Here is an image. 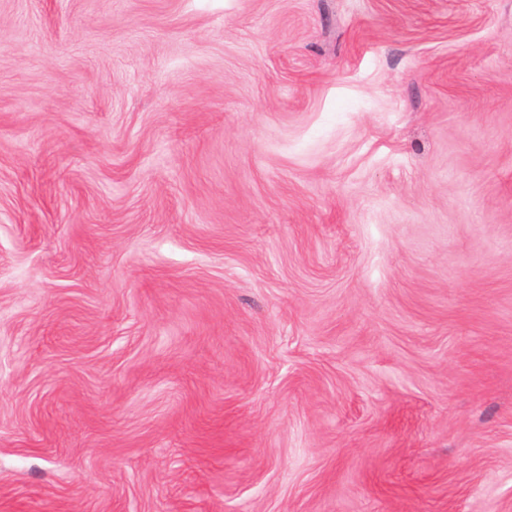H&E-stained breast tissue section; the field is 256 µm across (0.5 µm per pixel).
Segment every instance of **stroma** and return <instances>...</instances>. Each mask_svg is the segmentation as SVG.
<instances>
[{
  "label": "stroma",
  "mask_w": 512,
  "mask_h": 512,
  "mask_svg": "<svg viewBox=\"0 0 512 512\" xmlns=\"http://www.w3.org/2000/svg\"><path fill=\"white\" fill-rule=\"evenodd\" d=\"M0 512H512V0H0Z\"/></svg>",
  "instance_id": "35a3bbf8"
}]
</instances>
